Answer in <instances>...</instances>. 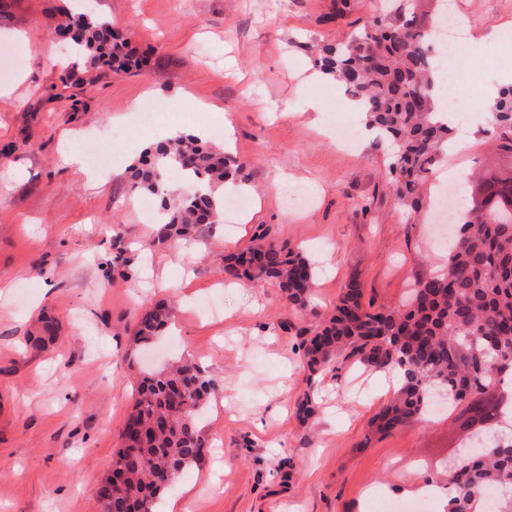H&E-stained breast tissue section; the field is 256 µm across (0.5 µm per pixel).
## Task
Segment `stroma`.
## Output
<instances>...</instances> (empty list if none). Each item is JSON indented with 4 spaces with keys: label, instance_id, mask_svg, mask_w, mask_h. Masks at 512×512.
I'll return each instance as SVG.
<instances>
[{
    "label": "stroma",
    "instance_id": "35a3bbf8",
    "mask_svg": "<svg viewBox=\"0 0 512 512\" xmlns=\"http://www.w3.org/2000/svg\"><path fill=\"white\" fill-rule=\"evenodd\" d=\"M147 66L63 83L55 27L70 0H6L0 11V512H99L95 491L121 446L142 366L133 329L145 309L175 305L165 350L200 362L216 383L199 422L202 458L174 484L160 512H370L365 489L399 512L426 510L406 484L446 488L459 442L454 413L438 409L387 435L371 420L387 402L379 372L347 366L311 376L297 327L333 314L350 279L365 301L400 306L447 254L437 225L403 210L386 175L387 150L350 95L313 83L324 47L348 42L382 14L380 0H91ZM485 40L458 106L512 72V0H456ZM326 109L314 114L310 98ZM144 110L176 105L181 120L141 129ZM340 121L365 129L336 143ZM215 139L243 166L236 183L256 211L187 243H158L128 169L168 130ZM95 136L111 156L95 173L67 165L63 138ZM487 123L438 174L470 182L501 157ZM301 250L317 270L315 314H296L269 283L224 280L225 254L261 231ZM122 237L133 267L107 277ZM52 340L26 343L42 318ZM315 413L297 417L303 395Z\"/></svg>",
    "mask_w": 512,
    "mask_h": 512
}]
</instances>
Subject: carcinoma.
<instances>
[{"label":"carcinoma","instance_id":"carcinoma-1","mask_svg":"<svg viewBox=\"0 0 512 512\" xmlns=\"http://www.w3.org/2000/svg\"><path fill=\"white\" fill-rule=\"evenodd\" d=\"M55 32L76 44L84 68L124 71L132 65L126 38L102 15L69 16ZM427 35L412 14L375 18L347 44L325 47L317 59L323 72L362 102L367 125L387 141L390 183L401 205L414 213L420 211L419 185L451 133L435 112ZM491 109L494 138L506 147L512 144V85L500 89ZM241 169L224 148L180 133L149 146L130 168L129 182L159 204L157 241L180 242L204 224L223 223L218 191ZM173 173L191 183L189 193L173 188ZM492 186L507 188L508 199L477 202L448 248L444 271L415 282L403 306L364 305L361 283L353 279L314 335L304 329L296 333L312 376L349 362L376 371L403 370L395 397L374 417L381 434L421 417L433 388L447 394L451 405L466 403L459 414L465 432L474 417L486 423L501 414L497 406L488 413L482 405L498 377L512 372V171L484 174L480 189ZM224 277L271 282L296 312L311 305L310 262L265 234L224 257ZM173 317L174 309L165 304L147 309L134 334L138 349L152 346ZM215 389V382L186 357L143 370L130 415L146 429V441L118 450L113 465L122 482L98 484L101 512H155L173 481L201 458L198 417ZM492 429L463 437V460L448 472L446 512H472L483 494L512 481V442L491 438Z\"/></svg>","mask_w":512,"mask_h":512}]
</instances>
